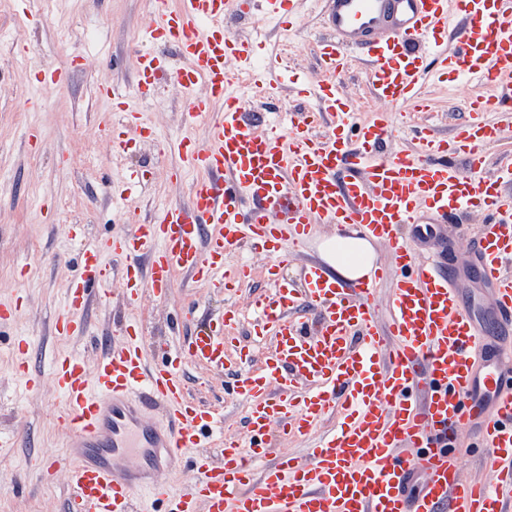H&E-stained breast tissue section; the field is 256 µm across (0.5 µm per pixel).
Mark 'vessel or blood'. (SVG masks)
<instances>
[{
    "instance_id": "b4317fda",
    "label": "vessel or blood",
    "mask_w": 512,
    "mask_h": 512,
    "mask_svg": "<svg viewBox=\"0 0 512 512\" xmlns=\"http://www.w3.org/2000/svg\"><path fill=\"white\" fill-rule=\"evenodd\" d=\"M327 36L316 48L317 77L297 86L289 126L264 83L250 38H227L226 17L272 15L294 26L295 0H155L135 57L140 93L164 77L189 94L185 122L211 123L205 142L175 144L190 197L150 220L129 215L128 229L84 247L66 302L54 321L59 336H80L91 299L106 301L113 280L127 305L144 294L163 298L177 273L228 291L252 276L225 255L242 246L267 256L270 293L253 301L252 333L271 351L255 360L240 351L233 394L245 408L248 448L224 433V419L193 398L185 366L220 369L229 359L226 331L237 307L189 336L162 363L144 352L142 328L130 323L119 347L66 352L51 364L68 438L67 462L46 457L42 472L65 468L70 512H139V497L166 512H512L511 349L481 332L462 304L460 268L439 258L436 224L479 216L483 229L467 262L487 288V310L512 332V158L486 173V146L501 130L487 112H512V0H321ZM462 23L448 30L449 11ZM367 63L370 95L402 112H424L420 93L432 71L474 79L493 98L474 95L469 119L440 138L408 124L411 149H391L396 125L382 112L361 120L337 76L351 51ZM263 87L262 113L229 92L241 75ZM121 122L105 126L112 152L126 153L150 129L129 98L113 91ZM321 224H353L384 246L398 271L388 298L373 278L343 282L323 262L304 265L299 285L284 275ZM129 257L118 273L101 253ZM386 307L385 329L375 316ZM166 412L164 427L149 418ZM336 417L337 428L308 451L270 458L273 433L309 437ZM478 431L492 448V480L461 478L452 445ZM136 466H127V458ZM187 460L198 481L174 488L165 461ZM420 486L409 491L411 475Z\"/></svg>"
}]
</instances>
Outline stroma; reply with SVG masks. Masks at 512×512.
<instances>
[{
	"label": "stroma",
	"mask_w": 512,
	"mask_h": 512,
	"mask_svg": "<svg viewBox=\"0 0 512 512\" xmlns=\"http://www.w3.org/2000/svg\"><path fill=\"white\" fill-rule=\"evenodd\" d=\"M153 8V0H0V303L19 294L25 298L12 324L0 329V429L19 427L27 433L13 456L0 458V512H69L65 472L47 482L39 470L45 454L62 459L67 453L54 424L63 402L45 377L56 354L90 352L93 341L119 339L120 325L134 321L141 323L144 343L157 358L225 305L250 313L254 296L268 288L262 275L267 257L245 251L226 259L227 265L242 260L255 270L238 292L211 288L180 273L167 298L147 295L137 306L125 307L116 283L107 302L87 313L88 335L53 333V320L87 240L103 241L124 230V212L189 199L191 176L171 177L179 164L173 145L186 136L203 140L208 123L184 126L188 94L176 82L163 84L144 101L134 92L135 51ZM297 9L294 28L282 29L269 18L251 32L266 59L311 76L316 72L315 44L325 32L323 19L312 0H298ZM35 65L68 69L67 85L35 84L29 77ZM106 84L128 92L142 122L155 133L153 140L121 157L112 155L100 127L106 119L122 118L101 92ZM422 91L431 109L416 115V123L450 136L465 116L468 86L442 75L428 78ZM31 128L39 132L33 148L25 141ZM132 170L145 172L146 188L122 198L111 196L110 184L121 183ZM77 225L82 228L78 235L73 232ZM24 264L30 270L23 276L19 268ZM31 335L42 339L30 362L31 373L45 377L36 392L26 389L14 368L15 341ZM237 369L233 362L221 371L190 366L184 375L190 393L215 403L223 413L225 433L245 447L250 441L245 409L224 392Z\"/></svg>",
	"instance_id": "1"
}]
</instances>
